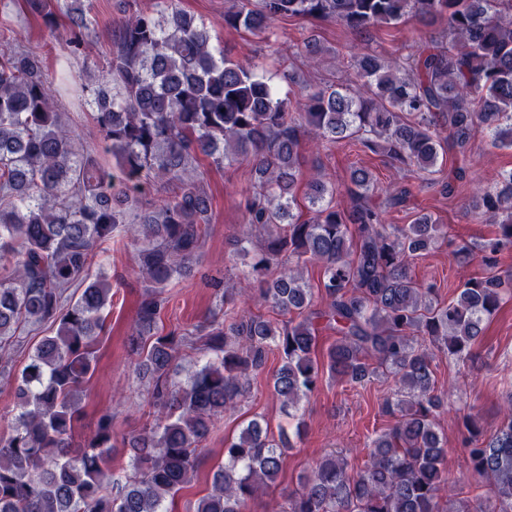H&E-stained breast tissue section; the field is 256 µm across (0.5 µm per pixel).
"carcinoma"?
<instances>
[{"instance_id": "cac0c4a2", "label": "carcinoma", "mask_w": 512, "mask_h": 512, "mask_svg": "<svg viewBox=\"0 0 512 512\" xmlns=\"http://www.w3.org/2000/svg\"><path fill=\"white\" fill-rule=\"evenodd\" d=\"M24 2L64 56L86 54L83 0ZM164 2V13L136 10L120 22L106 70L90 85L64 73L53 81L39 56L0 44V260L14 261L0 280V352L27 327H56L15 379L18 410L11 432L0 435V512H168L166 502L197 475L213 421L249 397L272 350L281 359L273 394L293 410L298 435L297 411L324 375L394 382L384 406L395 423L368 439L364 469L352 471L343 455L317 461L285 512H512V395L496 431L466 418L469 471L489 495L453 511L437 420L447 392L438 390L433 368L438 356L471 358L504 283L491 272L470 278L445 303L435 284L415 282L409 260L430 248L439 225L428 214L384 223L411 189L397 185L379 205L364 167L350 171L347 205L316 177L305 190L313 216L294 214L306 132L326 145L356 141L422 177L448 154L466 159L478 128L494 147L512 150V0H234L224 26L266 39L282 17L330 19L359 36L409 16L446 22L448 44L424 38L402 61L353 54L355 79L309 90L298 112L257 68L217 49L204 22ZM323 55L314 36L303 40L309 66H320ZM85 92L116 172L75 149L76 132L54 104L63 93ZM201 155L217 167L253 163L247 221L236 234L252 262L216 293L203 324L159 334L165 288L210 224ZM474 209L497 224L480 245L491 268L498 252L512 248V169L478 189ZM136 224L142 234L128 245L148 292L129 341L156 416L127 437L130 461L117 474L112 414L100 415L87 444L75 442V430L112 303L111 283L90 279L91 258ZM308 264L321 270L322 308L303 277ZM254 290L283 319L238 305ZM324 328L336 339L319 357ZM189 350L209 357L182 381L179 362ZM291 449L286 435L274 436L264 417L253 416L224 441V464L193 512H250L251 500L276 486Z\"/></svg>"}]
</instances>
